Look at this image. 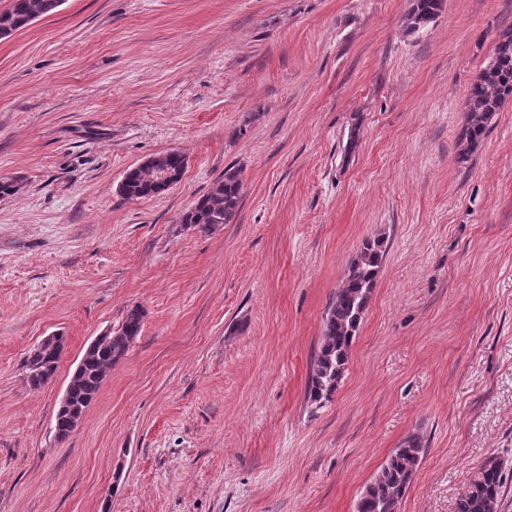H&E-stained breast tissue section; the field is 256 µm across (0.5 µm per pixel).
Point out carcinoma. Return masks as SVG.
<instances>
[{
    "instance_id": "1",
    "label": "carcinoma",
    "mask_w": 512,
    "mask_h": 512,
    "mask_svg": "<svg viewBox=\"0 0 512 512\" xmlns=\"http://www.w3.org/2000/svg\"><path fill=\"white\" fill-rule=\"evenodd\" d=\"M444 0H413L406 18L407 27L414 33L426 27L443 9ZM51 13L49 0H10L0 11V39L30 25L36 18ZM512 98V29L504 30L495 45L491 61L480 71L469 90L466 123L461 141L468 148L483 138L490 117ZM185 157L168 152L153 157L126 174L122 196L127 199L153 198L165 193L159 180L162 169L183 174ZM242 179L237 169L224 170L209 193L183 213L181 223L209 230L227 224L235 217L242 196ZM381 238L363 242L351 263L345 281L336 292L325 319L322 343L314 356L307 387L308 401L321 408L332 400L348 361L349 350L362 321L375 286L385 250ZM143 311L134 306L126 311L121 326L104 340L85 361L82 374L72 384L75 405H91L90 384L108 374L112 364L122 358L142 331ZM59 356L51 347L32 350L24 360L27 385L39 390L56 375ZM424 448L416 435L408 436L395 449L381 470L364 488L356 512H398L416 470ZM501 460L488 458L474 474L465 492L458 499L456 512H497L498 496L504 483Z\"/></svg>"
}]
</instances>
